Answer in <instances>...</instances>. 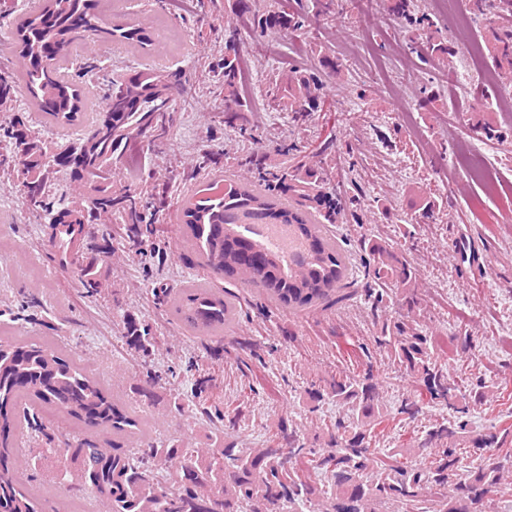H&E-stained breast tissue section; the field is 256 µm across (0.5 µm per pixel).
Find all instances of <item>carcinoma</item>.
Returning <instances> with one entry per match:
<instances>
[{"mask_svg":"<svg viewBox=\"0 0 512 512\" xmlns=\"http://www.w3.org/2000/svg\"><path fill=\"white\" fill-rule=\"evenodd\" d=\"M98 0H45L42 9L21 19L16 26L19 70L0 71V112L9 110L17 84L24 83L35 105L58 126L80 120L83 107L79 89L60 76V69L76 51V34H101L111 41L141 48L154 45V35L136 22L107 23L97 10ZM241 14L254 29L291 27L298 22L277 13H250L251 0H238ZM492 56L499 69L512 74V29L493 33ZM238 57L229 40L223 62L212 67L224 77L227 111L240 112L237 94ZM178 80L146 69L126 79L107 81L105 95L88 131L76 142L57 150L31 130L30 121L14 116L0 133V171L13 172L21 180L29 208L50 215L59 233L71 238L77 226L101 220L104 213L122 224H143L152 207L142 193L112 191V161L126 153L129 144L144 133L162 131L175 111L172 88ZM271 96L288 101V111L300 119L321 104V82L313 76L292 75L275 85ZM65 169L77 182L95 192L87 209L77 204L51 210L45 190L49 178ZM288 190L310 200L311 186L322 180L315 168L295 169L288 175ZM224 183L222 193H195L183 209L193 246L215 273L235 274L238 247L243 237L233 233L247 224H283L304 245L291 263L262 250L250 265L247 285L262 288L290 306H317L330 301L346 276L343 255L321 233L320 225L334 224L344 206L322 211L303 205H283L273 195L257 193L221 173L214 183ZM378 279L405 287L413 272L407 260L375 245L371 248ZM70 264L79 270L85 296L98 293L96 260L83 248L72 250ZM174 312L190 327L219 333L234 316V307L212 290L192 285L185 289ZM379 342L391 361L422 379L431 398L463 413L462 402L485 397L484 381L461 384L433 363L429 337L417 327L397 321L385 328ZM130 346L150 356L155 346L151 329L134 322L126 327ZM372 372L334 378L324 385L311 384L307 395L319 401L329 395L357 415L353 427L336 422L325 448H310L292 426L281 425L285 445L237 448L220 436L210 448L190 444L158 448L152 444L137 455L101 453L86 437L60 443L44 431L38 407H54L89 428L110 427L118 433L141 435L139 419L111 399L92 372L41 344H0V512H40L38 502L26 490L21 477L7 465L9 437L14 415L25 404L24 420L41 434L40 447L32 455L33 467L43 468L55 456L68 454L80 463L79 485L95 488L112 504V512H499L496 495L506 472L512 470V429L495 426L474 431L456 419L437 422L417 443L421 460L411 464L400 448L371 447L372 430L382 418L379 394ZM173 471L178 489L168 491L154 482L155 471ZM328 477L318 484L313 475Z\"/></svg>","mask_w":512,"mask_h":512,"instance_id":"carcinoma-1","label":"carcinoma"}]
</instances>
